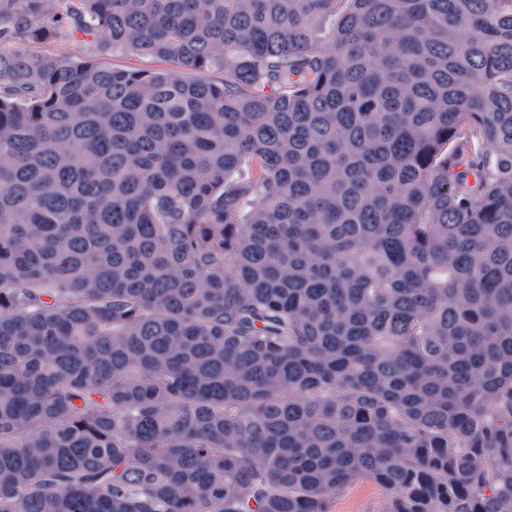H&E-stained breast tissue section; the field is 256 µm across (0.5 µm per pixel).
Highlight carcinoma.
I'll list each match as a JSON object with an SVG mask.
<instances>
[{
    "label": "carcinoma",
    "mask_w": 512,
    "mask_h": 512,
    "mask_svg": "<svg viewBox=\"0 0 512 512\" xmlns=\"http://www.w3.org/2000/svg\"><path fill=\"white\" fill-rule=\"evenodd\" d=\"M0 0V512H512V0ZM98 36L85 35L69 26L62 35L45 44H30L33 52L56 57L71 58L77 61H92L111 69L132 70H181L177 63L149 56L133 55L124 51H102ZM388 494L375 483L362 480L331 503L332 512H383Z\"/></svg>",
    "instance_id": "carcinoma-1"
}]
</instances>
